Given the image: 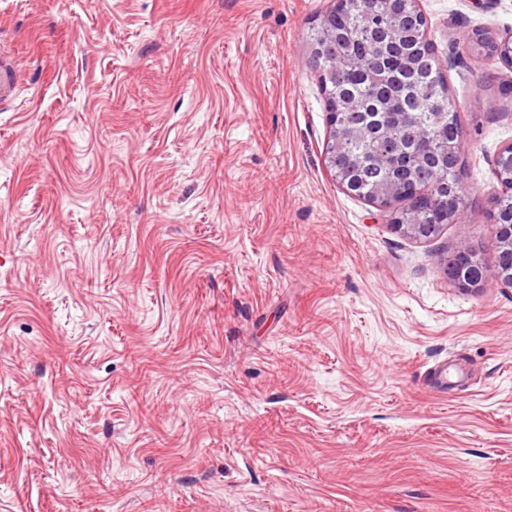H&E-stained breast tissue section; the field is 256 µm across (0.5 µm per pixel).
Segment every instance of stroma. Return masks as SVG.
<instances>
[{
    "mask_svg": "<svg viewBox=\"0 0 512 512\" xmlns=\"http://www.w3.org/2000/svg\"><path fill=\"white\" fill-rule=\"evenodd\" d=\"M334 5L0 0V512H512V68L471 43L512 0H419L465 136L425 241L324 160ZM20 73L11 58L0 54V102H12L18 94ZM509 210H512V202L509 204L504 201H500L497 198L494 199L493 206L490 209L488 215L489 219L492 221L493 224L496 226L499 225L498 229V239L504 240L505 246H507L508 251L510 252V259L508 266L506 268L497 265L496 269L494 271V275L501 280L503 283L507 284L508 286H512V223H502L504 218H506V215ZM508 270V274L504 275V270Z\"/></svg>",
    "mask_w": 512,
    "mask_h": 512,
    "instance_id": "obj_1",
    "label": "stroma"
}]
</instances>
